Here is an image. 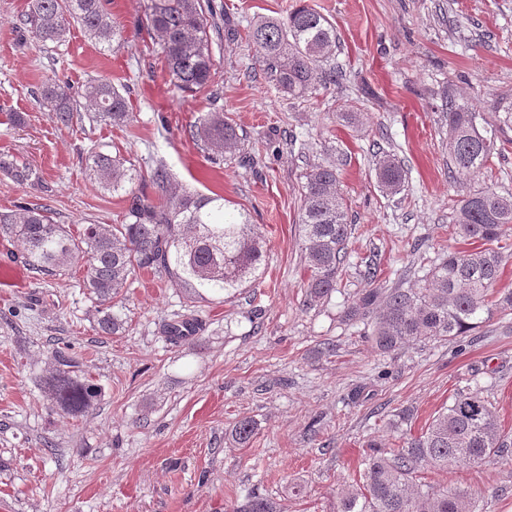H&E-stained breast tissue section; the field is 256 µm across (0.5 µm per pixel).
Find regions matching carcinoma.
Segmentation results:
<instances>
[{"label": "carcinoma", "mask_w": 512, "mask_h": 512, "mask_svg": "<svg viewBox=\"0 0 512 512\" xmlns=\"http://www.w3.org/2000/svg\"><path fill=\"white\" fill-rule=\"evenodd\" d=\"M210 0H151L150 27L156 34L170 83L183 93H199L210 85L214 60L209 34ZM105 46L118 35L117 25L101 0H31L23 26L42 45L58 44L71 24ZM267 72L280 90L303 98L319 84H334L336 72L322 67L336 53L337 33L325 16L302 4L284 21L263 19L249 34ZM40 108L56 123L70 127L84 106L117 127L129 124L127 101L106 80H92L78 94L57 82L40 90ZM448 177H476L498 151L499 128L484 127L479 113L448 96ZM207 149L220 158L242 152L236 128L222 112H203L194 125ZM0 170L19 185L31 180L28 167L0 157ZM90 179L102 188L130 196L119 224H86L75 236L56 224L46 206L33 203L0 213V233L22 246L25 260L37 273L65 270L77 256L85 259L84 288L94 303L96 331L112 336L125 331L117 299L140 271L159 274L179 290L184 312L163 322L161 332L173 344L189 343L202 331L195 315L201 302L224 301L258 285L265 273V253L245 208L226 207L224 196L191 195L173 185L163 166L143 175L129 159L94 153L86 160ZM379 187L396 193L405 171L391 155L376 162ZM149 180L158 190L150 199L129 189ZM299 233L307 271L306 303H324L336 292L348 261L352 234L347 207L340 195L336 162L323 160L303 176ZM454 224L461 238L481 246L450 251L410 288L375 286L360 293L343 311L342 321L363 325V336L381 354L411 341L450 343L512 311V291L497 288L504 267L502 252L491 247L512 228V195L483 190L456 208ZM40 386L49 409L75 419L87 416L101 396L92 379L73 370L70 346L52 350ZM256 424L240 418L229 437L250 444ZM362 460L359 482L338 493L334 512H476L470 494L426 480L424 470L468 465L512 455V434L505 431L493 404L474 392H457L417 435L399 438L397 447L379 449ZM233 512H281L273 499L252 491Z\"/></svg>", "instance_id": "1"}]
</instances>
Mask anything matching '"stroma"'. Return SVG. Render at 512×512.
<instances>
[{
	"mask_svg": "<svg viewBox=\"0 0 512 512\" xmlns=\"http://www.w3.org/2000/svg\"><path fill=\"white\" fill-rule=\"evenodd\" d=\"M30 0H0V156L25 164V185L0 173V212L42 203L56 223H121L124 195L85 173L89 153L120 154L143 172L164 165L190 192L224 195L250 211L267 249L263 283L204 303L198 340L173 346L161 325L180 312L166 281L142 272L124 292L125 333L95 330L82 260L63 272L27 269L18 243L0 236V265L27 285H0V512H232L249 491L282 512H329L358 476L368 441L393 446L386 428L402 408L413 432L454 393L494 404L512 429V315L456 342L413 341L389 356L341 323L347 299L368 288L360 259L380 264L384 287L407 288L431 261L463 248L453 209L471 193L512 194V128L478 177L448 176L447 96L495 123L512 106V0H305L336 26L328 62L336 84L292 99L265 71L248 29L282 18L296 0H212L214 97L173 90L146 26L151 0H104L123 29L108 46L71 26L65 42L35 45L21 26ZM72 88L106 79L129 87L131 123L81 112L57 125L36 95L47 80ZM223 111L256 165L212 163L191 135L200 113ZM354 112L345 125L338 113ZM404 165L401 190L379 187L375 155ZM336 160L352 224L346 265L331 300L305 307L298 232L302 175ZM72 343L101 398L87 417L51 411L40 378L53 345ZM336 347L320 353L321 343ZM256 423L249 445L227 432ZM467 491L481 512H512V457L428 472Z\"/></svg>",
	"mask_w": 512,
	"mask_h": 512,
	"instance_id": "1",
	"label": "stroma"
}]
</instances>
